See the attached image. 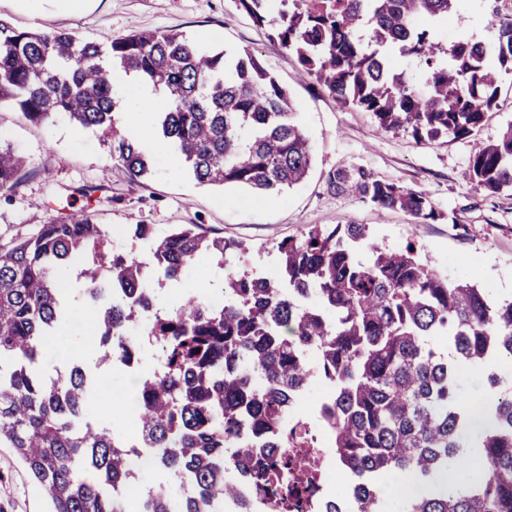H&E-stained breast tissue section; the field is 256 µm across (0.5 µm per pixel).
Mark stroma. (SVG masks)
<instances>
[{"label": "stroma", "mask_w": 512, "mask_h": 512, "mask_svg": "<svg viewBox=\"0 0 512 512\" xmlns=\"http://www.w3.org/2000/svg\"><path fill=\"white\" fill-rule=\"evenodd\" d=\"M0 18L22 31L69 32L88 41H110L132 32L178 31L211 46L249 51L258 56L280 84L287 87L313 148L306 178L275 196L199 184L184 174L170 144L151 136L149 106L134 90L117 85L127 105L117 124L122 131L140 126L149 132L153 157L148 177L130 179L114 164L100 133L65 117L46 123L26 120L9 106L0 107V142L27 159L23 178L10 199H0V235L25 236L60 214L91 206L98 223L112 230L114 247L141 250L128 230L152 225L163 235L184 224H199L209 235L246 241L251 251L229 256L224 263L205 261L176 281L156 286L159 306H175L183 293L212 298L224 286L227 271L276 277L279 242L299 239L315 227L365 224L379 243L390 247L415 241L421 256L452 279H475L492 295L512 298V192L491 194L470 179L469 161L497 139L512 122V75L502 74L497 105L474 134L463 139L415 141L410 132L379 133L372 113L344 106L314 86L296 56L285 49L268 24L256 22L237 0H91L88 9L69 13L62 0H0ZM464 35L494 43L497 25L487 0H460L438 38L448 42ZM361 166L375 177L424 192L440 219L417 223L401 211L378 214L358 197L328 186L330 173ZM71 323L60 340L48 341L40 368L54 373L69 354L79 355L97 376L106 379L98 405L109 408L131 384L127 371L100 363L88 343L84 325L93 304L81 286L69 303ZM38 485L13 449L0 447V512H49Z\"/></svg>", "instance_id": "obj_1"}]
</instances>
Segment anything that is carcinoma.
Returning <instances> with one entry per match:
<instances>
[{"mask_svg": "<svg viewBox=\"0 0 512 512\" xmlns=\"http://www.w3.org/2000/svg\"><path fill=\"white\" fill-rule=\"evenodd\" d=\"M238 2L271 24L322 91L418 142L473 134L496 104L501 72H512V18L499 20L492 45L434 38V23L459 0ZM392 49L418 65V77L394 66ZM118 69L163 90L158 136L199 183L265 196L308 172L312 146L288 89L253 53L206 49L178 32L97 43L20 31L0 18V105L36 123L66 115L97 129L112 160L144 177L149 154L116 127ZM23 168V157L0 145L1 195L15 191ZM470 177L492 193L512 189V123L473 155ZM329 183L381 212L401 210L422 224L439 216L425 193L362 167L338 170ZM129 234L145 256L112 246L85 210L26 237L0 236V447L15 450L52 512H203L202 492L211 512H224L236 496L224 466L256 448L267 453L256 481L282 487L275 507L304 512L297 486L316 479L315 464L306 451L278 449L304 447L285 409L314 380L332 388L320 425L328 458L353 477L343 495L350 512H383L380 481L397 475L424 488L404 498L403 512H512V375L500 370L512 362V302L441 275L414 242L390 249L366 225L344 224L279 243L276 279L228 272L221 305L189 293L163 309L154 279L177 280L250 247L199 224L163 236L137 224ZM73 268L98 305L90 334L106 343L103 361L141 362V346L124 339L132 324H146L161 351L165 366L137 376L132 422L178 482L176 496L155 492L127 509L113 487L128 481V436L92 417L93 376L77 356L54 377L39 368L45 341L67 323ZM432 339L448 342L452 357ZM465 366L488 371L484 400H464ZM478 416L482 431L471 441ZM469 448L478 474L450 491L448 472L465 464Z\"/></svg>", "mask_w": 512, "mask_h": 512, "instance_id": "cac0c4a2", "label": "carcinoma"}]
</instances>
